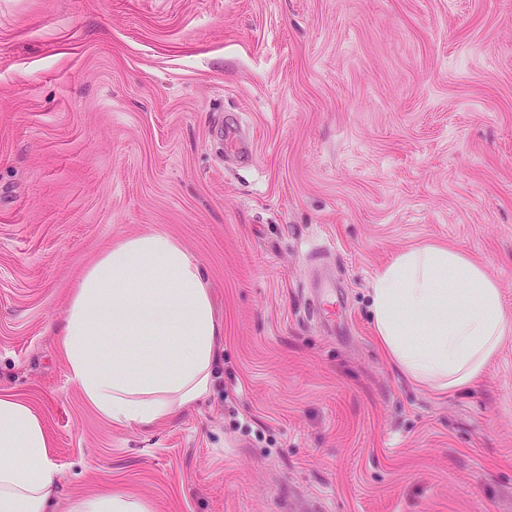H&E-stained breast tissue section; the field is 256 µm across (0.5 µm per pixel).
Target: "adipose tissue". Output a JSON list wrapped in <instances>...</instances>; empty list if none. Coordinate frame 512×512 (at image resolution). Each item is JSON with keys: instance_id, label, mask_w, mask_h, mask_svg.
Here are the masks:
<instances>
[{"instance_id": "1", "label": "adipose tissue", "mask_w": 512, "mask_h": 512, "mask_svg": "<svg viewBox=\"0 0 512 512\" xmlns=\"http://www.w3.org/2000/svg\"><path fill=\"white\" fill-rule=\"evenodd\" d=\"M372 328L386 358L441 392L478 384L512 334L497 283L464 252L424 243L393 257L371 284ZM69 380L117 427H149L205 397L224 326L185 244L166 232L114 242L83 272L59 329ZM113 339L111 357L95 337ZM40 412L0 393V512H44L64 480ZM69 512H150L111 490Z\"/></svg>"}]
</instances>
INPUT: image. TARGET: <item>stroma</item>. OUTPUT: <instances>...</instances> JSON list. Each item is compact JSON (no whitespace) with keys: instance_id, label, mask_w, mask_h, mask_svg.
Segmentation results:
<instances>
[{"instance_id":"1","label":"stroma","mask_w":512,"mask_h":512,"mask_svg":"<svg viewBox=\"0 0 512 512\" xmlns=\"http://www.w3.org/2000/svg\"><path fill=\"white\" fill-rule=\"evenodd\" d=\"M149 230L196 258L224 340L202 401L118 428L57 331L84 269ZM427 241L512 314V0H0V391L52 439L49 512L109 488L152 512H512V335L448 394L372 333L374 277Z\"/></svg>"}]
</instances>
